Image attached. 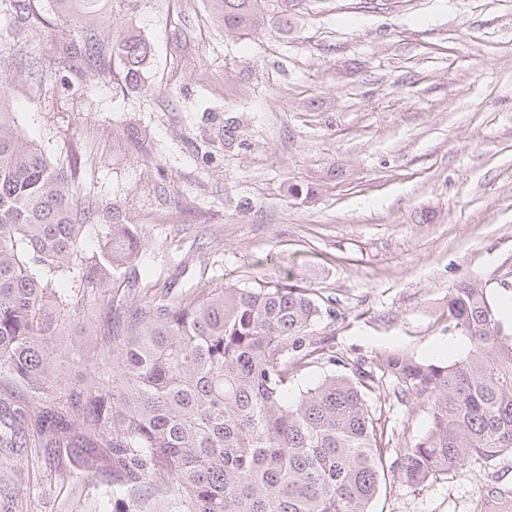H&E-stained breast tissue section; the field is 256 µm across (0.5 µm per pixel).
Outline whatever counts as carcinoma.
<instances>
[{
  "mask_svg": "<svg viewBox=\"0 0 512 512\" xmlns=\"http://www.w3.org/2000/svg\"><path fill=\"white\" fill-rule=\"evenodd\" d=\"M49 2L81 25L59 42L73 66L146 86L150 44L114 28L108 0ZM210 2L229 34L269 23L266 0ZM3 12L13 44L0 48V69L26 70L34 0H9ZM118 140L141 152L135 129ZM79 169L77 156L54 161L23 138L0 105V380L26 392L0 401V448L27 447L32 426L39 444L76 449L78 483L105 460L103 494L121 512H371L386 481L392 399L429 417L428 431L398 448L407 483L512 454V336L481 282L448 294V321L469 341L463 358L384 354L378 376L332 356L343 372L290 400V370L321 356L305 338L321 314L313 294L280 281L149 295V283L117 278L136 266L140 238L116 208L80 196ZM98 225L108 247L89 255ZM75 278L88 295H109L104 315L73 298ZM67 312L85 319L84 343L66 339ZM60 360L86 370L62 393Z\"/></svg>",
  "mask_w": 512,
  "mask_h": 512,
  "instance_id": "cac0c4a2",
  "label": "carcinoma"
}]
</instances>
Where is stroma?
Here are the masks:
<instances>
[{
    "mask_svg": "<svg viewBox=\"0 0 512 512\" xmlns=\"http://www.w3.org/2000/svg\"><path fill=\"white\" fill-rule=\"evenodd\" d=\"M24 45L54 83L0 75V98L48 157L79 154L84 192L136 228L158 287L290 280L321 317L306 332L372 366L401 351L453 362L464 279L512 299V0H269L287 30L231 36L209 0H129L116 27L151 43L148 90L97 80L57 52L74 22L38 0ZM136 127L147 151L112 138ZM424 408L394 404L415 439ZM62 448H0V512H103ZM512 512V455L420 485L388 477L372 512Z\"/></svg>",
    "mask_w": 512,
    "mask_h": 512,
    "instance_id": "stroma-1",
    "label": "stroma"
}]
</instances>
